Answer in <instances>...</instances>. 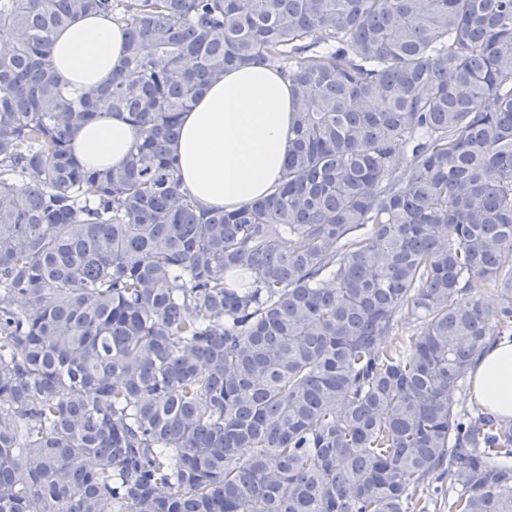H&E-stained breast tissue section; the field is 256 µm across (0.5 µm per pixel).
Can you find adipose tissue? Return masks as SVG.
<instances>
[{"label": "adipose tissue", "instance_id": "ef3b65f1", "mask_svg": "<svg viewBox=\"0 0 512 512\" xmlns=\"http://www.w3.org/2000/svg\"><path fill=\"white\" fill-rule=\"evenodd\" d=\"M121 26L88 15L54 39L53 63L69 88L96 86L123 56ZM294 122L291 84L272 66L232 68L181 117L172 151L181 182L205 209L232 211L279 184ZM134 141L132 126L112 117L77 130L73 153L85 165L120 166ZM474 401L512 420V339L490 342L469 370Z\"/></svg>", "mask_w": 512, "mask_h": 512}]
</instances>
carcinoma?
I'll return each instance as SVG.
<instances>
[{"label": "carcinoma", "instance_id": "1", "mask_svg": "<svg viewBox=\"0 0 512 512\" xmlns=\"http://www.w3.org/2000/svg\"><path fill=\"white\" fill-rule=\"evenodd\" d=\"M90 14L125 54L72 93ZM0 41V512H512V421L453 401L512 338V0H0ZM247 65L283 180L203 211L169 144ZM112 116L129 160L81 164ZM122 27L109 17L88 15L54 39L53 63L69 89L94 87L106 79L123 56ZM134 141L132 126L121 117L88 123L77 130L73 153L84 165L97 168L120 166Z\"/></svg>", "mask_w": 512, "mask_h": 512}]
</instances>
